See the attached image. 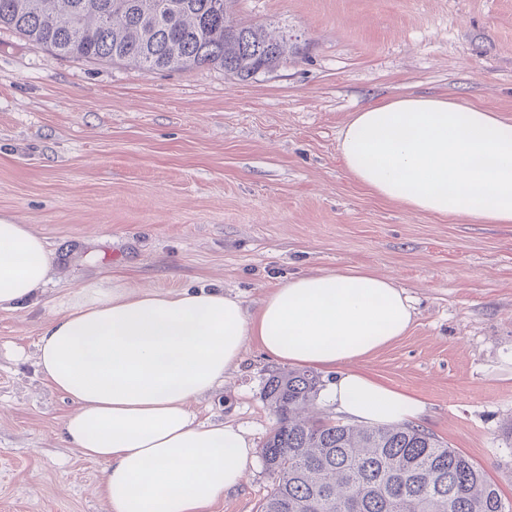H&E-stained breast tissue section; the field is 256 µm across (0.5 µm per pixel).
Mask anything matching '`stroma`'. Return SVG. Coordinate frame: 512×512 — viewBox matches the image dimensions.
Segmentation results:
<instances>
[{
  "instance_id": "35a3bbf8",
  "label": "stroma",
  "mask_w": 512,
  "mask_h": 512,
  "mask_svg": "<svg viewBox=\"0 0 512 512\" xmlns=\"http://www.w3.org/2000/svg\"><path fill=\"white\" fill-rule=\"evenodd\" d=\"M299 55L249 82L216 67L147 72L66 58L0 29V215L53 254L37 302L0 311V512H108L101 464L67 447L73 406L36 343L89 282L223 288L255 314L288 277L363 268L412 300L405 336L358 367L425 407L416 424L469 456L512 501V224L448 220L382 200L337 150L354 112L403 94L478 104L512 122V0H237ZM247 343L199 421L262 447L263 383ZM275 478L211 512H258Z\"/></svg>"
}]
</instances>
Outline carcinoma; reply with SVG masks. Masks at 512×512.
I'll use <instances>...</instances> for the list:
<instances>
[{
  "label": "carcinoma",
  "mask_w": 512,
  "mask_h": 512,
  "mask_svg": "<svg viewBox=\"0 0 512 512\" xmlns=\"http://www.w3.org/2000/svg\"><path fill=\"white\" fill-rule=\"evenodd\" d=\"M235 0H0V27L37 48L147 72L219 66L240 81L275 70L300 46L233 19ZM308 370L274 371L263 395L277 425L261 448L275 477L260 512H512L464 453L409 424L319 419Z\"/></svg>",
  "instance_id": "1"
}]
</instances>
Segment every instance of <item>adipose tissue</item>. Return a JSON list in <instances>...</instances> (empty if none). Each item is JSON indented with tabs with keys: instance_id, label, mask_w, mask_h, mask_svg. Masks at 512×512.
<instances>
[{
	"instance_id": "ef3b65f1",
	"label": "adipose tissue",
	"mask_w": 512,
	"mask_h": 512,
	"mask_svg": "<svg viewBox=\"0 0 512 512\" xmlns=\"http://www.w3.org/2000/svg\"><path fill=\"white\" fill-rule=\"evenodd\" d=\"M354 179L408 210L512 224V123L443 97L401 95L354 113L338 138ZM53 262L45 240L0 217V310L38 298ZM410 300L394 281L347 269L296 275L256 314L223 288L132 290L85 284L38 340L37 365L74 405L68 447L104 463L110 512H210L245 480L244 432L203 423L191 401L236 370L248 341L285 365L337 369L328 389L357 424H407L423 402L356 369L404 336Z\"/></svg>"
}]
</instances>
